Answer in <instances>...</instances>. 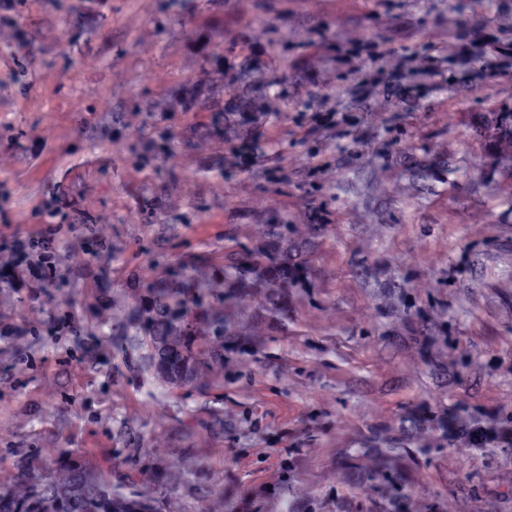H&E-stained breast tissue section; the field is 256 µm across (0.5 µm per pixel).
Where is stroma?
<instances>
[{"label": "stroma", "mask_w": 512, "mask_h": 512, "mask_svg": "<svg viewBox=\"0 0 512 512\" xmlns=\"http://www.w3.org/2000/svg\"><path fill=\"white\" fill-rule=\"evenodd\" d=\"M248 58L267 99L215 137ZM511 110L512 0H0V267L62 228L37 296L0 279V489L70 448L165 512H512L483 453L512 413V166L481 135ZM274 224L311 266L287 318L245 289L246 354L142 375L146 287L220 279Z\"/></svg>", "instance_id": "obj_1"}]
</instances>
